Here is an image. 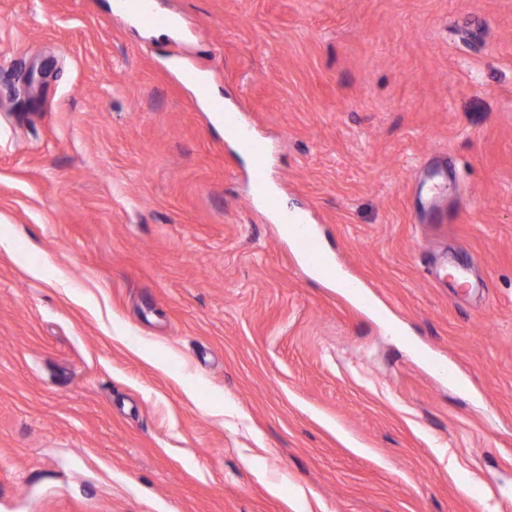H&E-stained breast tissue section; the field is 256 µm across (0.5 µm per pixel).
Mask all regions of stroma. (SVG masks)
Segmentation results:
<instances>
[{"label":"stroma","instance_id":"1","mask_svg":"<svg viewBox=\"0 0 512 512\" xmlns=\"http://www.w3.org/2000/svg\"><path fill=\"white\" fill-rule=\"evenodd\" d=\"M113 2L0 0V512H512V0ZM265 210L270 215H276V224H282L284 231L289 237L295 239H308L311 232L305 228L306 222L294 215L283 214L279 210V205L271 203L268 199L264 204Z\"/></svg>","mask_w":512,"mask_h":512}]
</instances>
